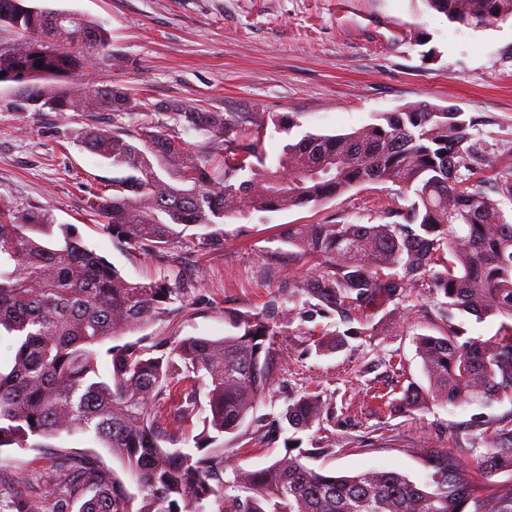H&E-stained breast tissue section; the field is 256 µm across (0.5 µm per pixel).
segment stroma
<instances>
[{
    "mask_svg": "<svg viewBox=\"0 0 512 512\" xmlns=\"http://www.w3.org/2000/svg\"><path fill=\"white\" fill-rule=\"evenodd\" d=\"M83 14L111 33L112 63L95 80L131 92L145 104L187 101L216 112L289 115L268 127L267 162L304 134H342L415 102L484 117L473 134L486 158L481 177L512 167V21L469 29L448 21L424 0H37ZM23 89L0 83V203L46 209L56 223L76 225L85 244L131 282L169 280L185 294L142 334H231L235 313L259 314L276 330L270 383L240 435L239 464L268 466L291 444L322 448L311 467L336 474L395 469L423 480V455L449 448L462 460L485 452L480 422L512 419V400L459 407L432 404L404 412L397 401L409 383L425 384L416 335L437 334L433 296L420 291L401 311L376 314L371 336H352L331 352L316 342L344 331L337 316H309L295 288L312 266L293 253L283 233L291 224H380L381 206H404L395 191L365 185L317 207L284 208L227 220L222 246L202 250L174 239L164 256L143 257L88 212L90 190L111 183L115 168L67 140L68 112H21ZM318 391L334 409L322 426L269 423L290 398ZM56 456L45 448L0 450V479L38 494L56 480Z\"/></svg>",
    "mask_w": 512,
    "mask_h": 512,
    "instance_id": "stroma-1",
    "label": "stroma"
}]
</instances>
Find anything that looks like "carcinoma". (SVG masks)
Returning a JSON list of instances; mask_svg holds the SVG:
<instances>
[{
    "label": "carcinoma",
    "instance_id": "1",
    "mask_svg": "<svg viewBox=\"0 0 512 512\" xmlns=\"http://www.w3.org/2000/svg\"><path fill=\"white\" fill-rule=\"evenodd\" d=\"M425 2L465 28L512 19V0ZM3 25L16 38L0 48V83H26L23 112L73 113L67 138L121 172L112 188L90 193L88 208L147 256L165 253L190 227L207 229L200 245L210 249L224 243L218 225L226 218L316 206L365 184L412 196L407 209L384 210L383 224L288 225L285 241L315 262L297 288L315 300L314 312L333 311L366 327L432 279L443 332L416 336L428 387L410 383L399 406L512 398V223L491 196H512V174L491 185L469 175L478 162L470 129L482 118L415 103L350 133L307 134L270 166L261 151L262 114L185 102L148 111L110 84H38L112 63L110 34L100 21L0 0ZM98 112L112 113L113 129L91 122ZM132 112L141 121L127 130L119 122ZM157 112L169 114L179 130L162 129ZM182 131L208 136L207 148L184 140ZM179 294L165 279L127 281L74 225H54L44 209L8 216L0 209V336L15 345L12 362L0 367V449H57L69 492L58 483L41 487L52 512H70L88 492L80 512H206L211 499L217 512H512V486L492 484L512 471V421L483 422L475 440L486 453L475 470L451 455L427 454L422 482L397 470L328 475L302 462L322 448L288 453L258 470L229 465L239 452L224 448V435L244 426L268 385L275 330L262 317L237 313L230 318L236 333L219 339L112 344L170 312ZM454 309L478 320L501 317L497 335L467 336L453 322ZM102 353L111 365L106 378ZM199 381L207 389L205 452L194 456L164 444L174 442L170 428L195 413ZM329 415L321 394L306 393L288 402L282 420L304 430ZM75 432L108 449L139 494L99 460L61 449V438ZM37 509L0 487V512Z\"/></svg>",
    "mask_w": 512,
    "mask_h": 512
}]
</instances>
